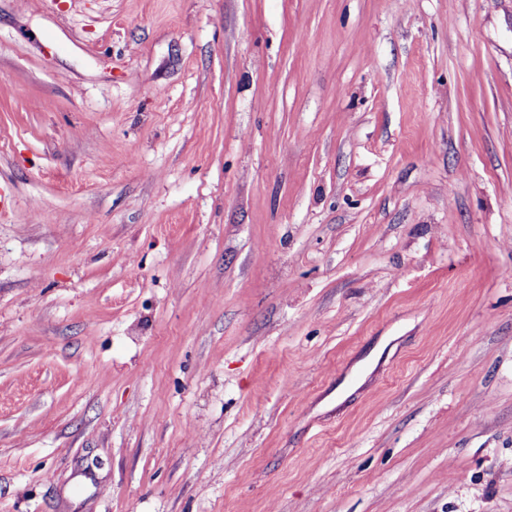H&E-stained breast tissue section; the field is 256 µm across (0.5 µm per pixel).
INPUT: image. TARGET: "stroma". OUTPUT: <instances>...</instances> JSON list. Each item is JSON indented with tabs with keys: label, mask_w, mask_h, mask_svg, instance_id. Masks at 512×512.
Listing matches in <instances>:
<instances>
[{
	"label": "stroma",
	"mask_w": 512,
	"mask_h": 512,
	"mask_svg": "<svg viewBox=\"0 0 512 512\" xmlns=\"http://www.w3.org/2000/svg\"><path fill=\"white\" fill-rule=\"evenodd\" d=\"M512 0H0V512H512Z\"/></svg>",
	"instance_id": "1"
}]
</instances>
